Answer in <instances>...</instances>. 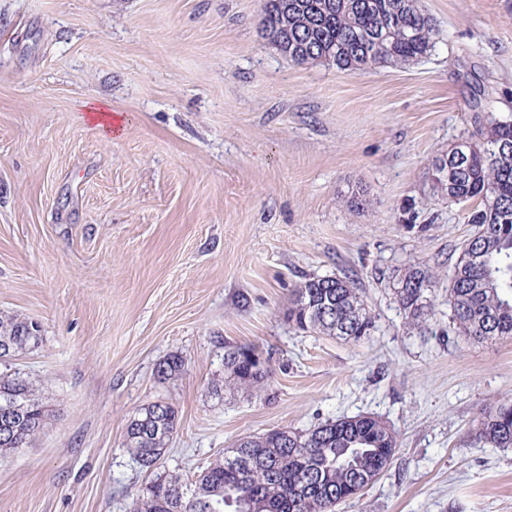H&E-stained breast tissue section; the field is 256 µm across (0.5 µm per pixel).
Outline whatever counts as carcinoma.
<instances>
[{"label": "carcinoma", "mask_w": 512, "mask_h": 512, "mask_svg": "<svg viewBox=\"0 0 512 512\" xmlns=\"http://www.w3.org/2000/svg\"><path fill=\"white\" fill-rule=\"evenodd\" d=\"M262 32L281 42L297 64L330 62L341 71L406 65L435 47V24L420 0H264ZM483 140L463 141L448 169V201L471 204L473 235L460 247L448 279L449 323L477 342L512 338V120L490 119ZM437 274L414 264L397 275L392 292L405 325L416 329L431 315L429 295ZM288 322L305 333L359 341L376 329L363 289L347 276L310 277L294 289ZM39 326L0 314V343L9 353L39 345ZM185 366L172 354L156 368L171 380ZM268 364L249 345L224 352V391L251 395L270 380ZM46 414L33 385L0 376V456L19 448L44 426ZM179 427L167 402L139 408L126 426V448L152 469ZM474 441L512 447V399L493 402L476 419ZM398 435L381 419L360 414L328 420L307 431L275 428L237 440L192 482L178 474L141 487L133 512H336L373 484L391 465Z\"/></svg>", "instance_id": "1"}]
</instances>
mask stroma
<instances>
[{
    "instance_id": "1",
    "label": "stroma",
    "mask_w": 512,
    "mask_h": 512,
    "mask_svg": "<svg viewBox=\"0 0 512 512\" xmlns=\"http://www.w3.org/2000/svg\"><path fill=\"white\" fill-rule=\"evenodd\" d=\"M261 5L0 0V313L42 336L0 373L47 415L0 458V512H132L145 482L193 478L241 437L359 414L399 449L336 512H512V448L468 440L512 398V339L448 331L447 276L474 227L432 176L488 117H512V0H421L432 52L356 71L288 59ZM95 101L121 135L92 129ZM418 262L441 279L411 332L390 283ZM343 273L373 336L289 324L295 286ZM229 345L268 362L264 391L225 394ZM174 353L182 373L158 379ZM157 400L180 425L147 470L124 432Z\"/></svg>"
}]
</instances>
